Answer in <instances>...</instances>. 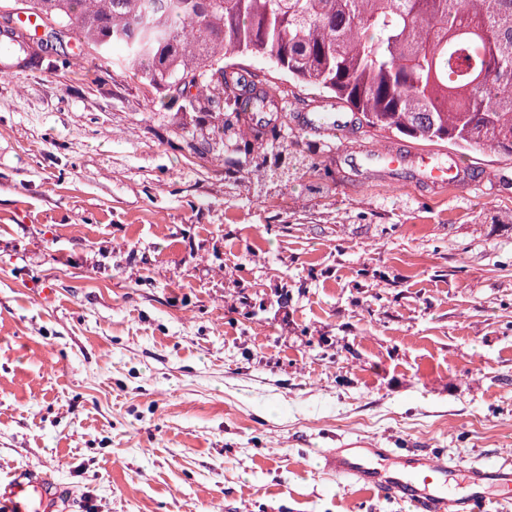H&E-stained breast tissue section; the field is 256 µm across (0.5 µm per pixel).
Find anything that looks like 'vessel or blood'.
Listing matches in <instances>:
<instances>
[{"mask_svg":"<svg viewBox=\"0 0 512 512\" xmlns=\"http://www.w3.org/2000/svg\"><path fill=\"white\" fill-rule=\"evenodd\" d=\"M435 158V152L398 145L360 149L346 156L355 168L406 172L413 182L442 190L448 184V172ZM384 454V449L355 442L346 448L326 449L323 457L327 469L351 485L409 502L415 512H487L490 499L512 498L511 464L462 470L446 457L413 449L402 454L395 467L381 468L375 460ZM40 485L32 475L1 481L0 512H35L29 490Z\"/></svg>","mask_w":512,"mask_h":512,"instance_id":"b4317fda","label":"vessel or blood"}]
</instances>
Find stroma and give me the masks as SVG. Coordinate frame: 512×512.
<instances>
[{
    "label": "stroma",
    "instance_id": "35a3bbf8",
    "mask_svg": "<svg viewBox=\"0 0 512 512\" xmlns=\"http://www.w3.org/2000/svg\"><path fill=\"white\" fill-rule=\"evenodd\" d=\"M0 74V478L43 512H412L327 473L361 440L512 461V156L442 193L357 174L391 133L283 91L263 183L174 88L69 55ZM288 318H281L280 305Z\"/></svg>",
    "mask_w": 512,
    "mask_h": 512
}]
</instances>
